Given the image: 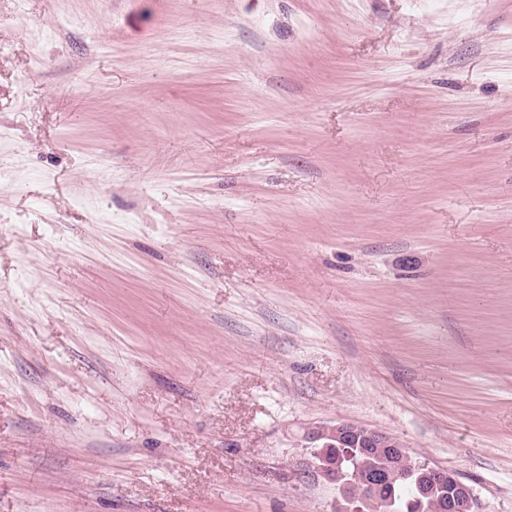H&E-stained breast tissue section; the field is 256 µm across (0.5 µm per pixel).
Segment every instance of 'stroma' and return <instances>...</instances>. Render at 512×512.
<instances>
[{
  "label": "stroma",
  "instance_id": "1",
  "mask_svg": "<svg viewBox=\"0 0 512 512\" xmlns=\"http://www.w3.org/2000/svg\"><path fill=\"white\" fill-rule=\"evenodd\" d=\"M339 421L512 512V0H0V512H336Z\"/></svg>",
  "mask_w": 512,
  "mask_h": 512
}]
</instances>
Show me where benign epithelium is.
<instances>
[{
	"mask_svg": "<svg viewBox=\"0 0 512 512\" xmlns=\"http://www.w3.org/2000/svg\"><path fill=\"white\" fill-rule=\"evenodd\" d=\"M307 438L317 448L319 469L340 491L336 512H363L362 504L368 497L382 505V512H397L394 498H380L382 489L393 482L394 472L385 467L368 469L354 464L359 453L409 460L408 471L400 478L414 486L415 499L421 503L419 512H475L471 489L456 475L410 459L407 447L387 432L341 421L315 427Z\"/></svg>",
	"mask_w": 512,
	"mask_h": 512,
	"instance_id": "7a95c632",
	"label": "benign epithelium"
}]
</instances>
